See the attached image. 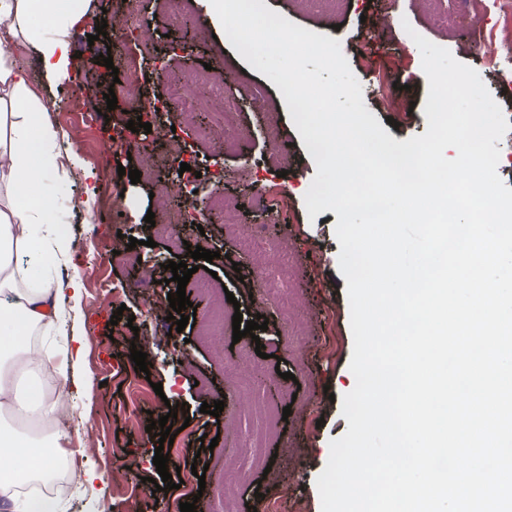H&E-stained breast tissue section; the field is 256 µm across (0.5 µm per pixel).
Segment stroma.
<instances>
[{
  "label": "stroma",
  "mask_w": 512,
  "mask_h": 512,
  "mask_svg": "<svg viewBox=\"0 0 512 512\" xmlns=\"http://www.w3.org/2000/svg\"><path fill=\"white\" fill-rule=\"evenodd\" d=\"M268 9L312 32L340 41L342 52L362 86L365 108L382 129L398 142L424 134L428 80L422 70L421 53L411 32L448 49L460 62L473 68L493 97L512 101V82L500 81L488 69L477 47L490 21L483 0H336L326 12L300 10L298 0H266ZM465 7L476 28L469 36L443 27V11ZM89 21L73 42V52L93 47L111 53L113 68L87 67L89 81L113 88L119 100L114 110L101 115L73 109L69 75L46 74L33 47L24 40L4 51L23 68L31 90L46 108L47 121L64 137L59 150L67 154L66 175H53L42 186L51 201L56 224L67 225L60 238L70 244L51 267L32 265V279L52 276L62 289L58 296L60 324L71 336L88 337L79 360L67 365L68 401L73 412L62 428L71 440L76 477L56 493L61 512H176L179 502L196 501V512H220L215 490L224 479L225 459H234L243 479L230 489L238 512L262 507L258 490L275 489L282 497L281 512H321L315 480L329 458V443L348 429L341 413V398L355 385L349 369L353 352L347 280L340 272L341 246L335 235L338 216L327 209L308 216L304 196L317 173L314 159L294 126L286 101L266 75L249 66L230 42L221 38L222 28L208 13L207 0H88ZM136 11L143 25L139 37L127 45L111 46L109 38L89 41L96 26L115 28L128 11ZM411 31H404V24ZM373 38L371 50H363L365 38ZM130 55L145 61L144 85L157 93L164 78H178L211 64L223 73L207 109L185 120L182 111L137 113L122 100V84L114 83L113 69L125 66ZM391 88L389 100L378 99L373 89L378 81ZM235 103L239 112V148L224 152L217 137L208 135L213 112L224 101ZM142 119L150 131L132 133L128 121ZM123 131L128 152L108 155L102 136L108 128ZM175 129L194 170L200 171L198 190L211 200L238 206L244 234L253 236L256 247L244 248L228 236L220 217L193 225V216L176 207L167 224L178 227L177 236L161 237L156 247L144 246L151 231L147 212H159L155 194L172 183L176 174L170 165L168 129ZM154 159L152 179L131 183L117 173L140 168L143 153ZM278 183L291 199L287 215L273 217L252 195L255 186ZM122 188L128 199L120 223L95 224L99 215L110 214L112 190ZM140 244L129 247V238ZM216 252L210 270L217 273L224 291L216 296L191 294L196 309L180 341L165 339L167 300L165 270L168 261H195L188 246ZM80 275L83 287L73 295L64 284ZM288 292L300 306L291 310L290 324H283L276 306L263 303L268 283ZM120 292L126 309L116 316ZM234 302H227V294ZM244 320L268 318V328L257 340L264 357L250 366L251 389L235 390L228 376L237 370L239 351L233 348L230 320L234 313ZM291 330L289 349L275 350L278 334ZM147 355L152 367L142 372L130 360L131 350ZM291 379H283V372ZM162 393H155V383ZM223 401L219 416L201 413L202 403ZM263 402L275 413L290 409L281 420L269 448L276 458L270 470L251 464L247 444L255 427L249 412L254 402ZM178 404L173 445L163 447L169 468L179 469L181 488L162 493L153 483V463L158 438L146 427L152 417L167 416L168 403ZM217 439L214 449L203 448L202 438ZM206 466L204 479H197L192 465ZM83 470L106 473L110 491L100 495L97 486L81 483Z\"/></svg>",
  "instance_id": "35a3bbf8"
}]
</instances>
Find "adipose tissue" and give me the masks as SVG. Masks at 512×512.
Returning <instances> with one entry per match:
<instances>
[{"label": "adipose tissue", "mask_w": 512, "mask_h": 512, "mask_svg": "<svg viewBox=\"0 0 512 512\" xmlns=\"http://www.w3.org/2000/svg\"><path fill=\"white\" fill-rule=\"evenodd\" d=\"M84 21L80 0H0V45L30 41L46 73H57L68 67L71 38ZM36 102L25 71L0 54V512H60L58 502L34 495L30 485L52 476L67 454L65 432L34 437L17 426L55 420L59 399L41 394L35 377L50 366L65 372L52 351L23 345L25 336L58 324L55 283L44 278L21 288L16 281L20 255L45 264L60 249L39 192L47 162L59 157V133L44 112L33 111ZM18 458L23 467H14Z\"/></svg>", "instance_id": "1"}]
</instances>
